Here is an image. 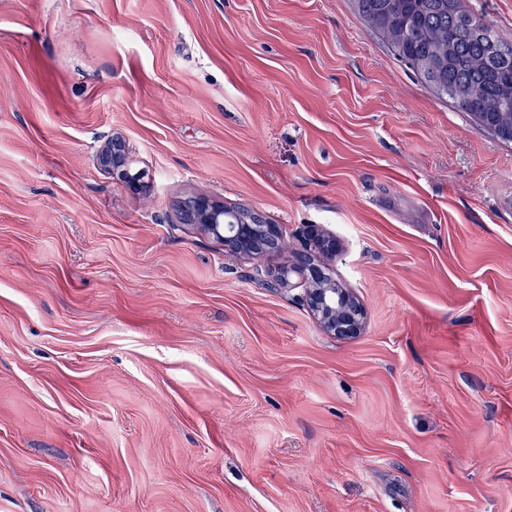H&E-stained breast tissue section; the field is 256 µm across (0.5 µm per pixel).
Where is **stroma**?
I'll return each mask as SVG.
<instances>
[{"label": "stroma", "mask_w": 512, "mask_h": 512, "mask_svg": "<svg viewBox=\"0 0 512 512\" xmlns=\"http://www.w3.org/2000/svg\"><path fill=\"white\" fill-rule=\"evenodd\" d=\"M0 512H512V142L352 0H0ZM98 160L102 167L113 172L126 162L125 144L119 138H112L104 143L98 151ZM185 208L189 223L198 224L234 252L262 254L274 251L284 243L282 232L276 225L253 224L248 213L224 208L207 196L192 197ZM306 233L314 250L326 262L336 257L339 243L334 235L314 225L309 226ZM326 262L316 264L310 257H305L303 270L307 274L302 299L327 335L358 336L364 324V307L349 289L336 284V280L325 272Z\"/></svg>", "instance_id": "1"}]
</instances>
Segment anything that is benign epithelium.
<instances>
[{
	"label": "benign epithelium",
	"instance_id": "7a95c632",
	"mask_svg": "<svg viewBox=\"0 0 512 512\" xmlns=\"http://www.w3.org/2000/svg\"><path fill=\"white\" fill-rule=\"evenodd\" d=\"M98 160L102 167L112 171L122 167L126 162L124 142L118 138L105 142L98 151ZM186 209L189 223L199 225L234 252L262 254L274 251L284 243L282 232L276 225L255 224L247 213L227 209L207 196L191 198ZM307 236L324 262L316 264L310 257H305L303 270L307 274L303 300L327 335L339 338L359 335L365 318L362 303L325 272L326 263L334 259L339 250L336 237L314 225L308 227Z\"/></svg>",
	"mask_w": 512,
	"mask_h": 512
}]
</instances>
